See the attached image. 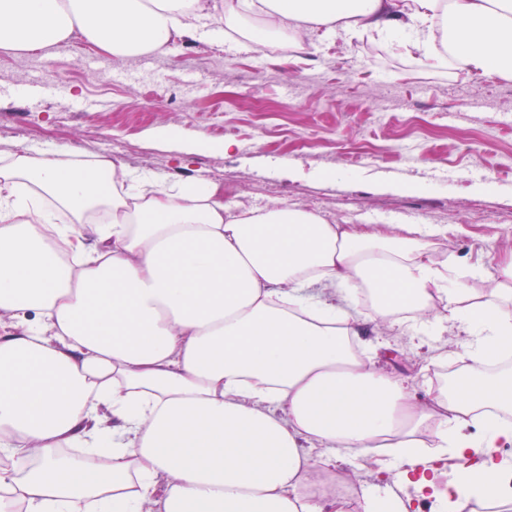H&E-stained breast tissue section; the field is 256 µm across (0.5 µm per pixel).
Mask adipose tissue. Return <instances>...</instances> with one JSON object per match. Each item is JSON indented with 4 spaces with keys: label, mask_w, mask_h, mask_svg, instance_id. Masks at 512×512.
<instances>
[{
    "label": "adipose tissue",
    "mask_w": 512,
    "mask_h": 512,
    "mask_svg": "<svg viewBox=\"0 0 512 512\" xmlns=\"http://www.w3.org/2000/svg\"><path fill=\"white\" fill-rule=\"evenodd\" d=\"M253 50L316 30L370 31L438 63L512 77V0H254ZM239 0H0V48L81 32L117 57L204 35ZM64 223H57V216ZM446 228L370 233L275 204L225 206L204 180L163 186L106 158L19 156L0 167V512H348L311 486L331 459L380 458L417 492L512 502V253L481 302L436 261ZM400 310L457 321L474 365L422 410L356 361L360 321Z\"/></svg>",
    "instance_id": "ef3b65f1"
}]
</instances>
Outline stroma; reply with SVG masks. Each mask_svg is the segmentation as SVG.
Returning <instances> with one entry per match:
<instances>
[{"label":"stroma","instance_id":"stroma-1","mask_svg":"<svg viewBox=\"0 0 512 512\" xmlns=\"http://www.w3.org/2000/svg\"><path fill=\"white\" fill-rule=\"evenodd\" d=\"M215 30L168 60L103 52L89 68L62 42L39 61L0 49V160L62 150L165 183L205 179L233 208L285 203L329 224L444 226L436 245L480 301L484 274L512 250V78L435 66L374 34L314 32L301 52L275 38L258 53L230 25ZM36 75L48 95L15 97ZM468 339L459 323L425 327L402 312L361 321L354 341L423 408L447 385L445 368L470 370ZM336 467L358 491L440 512L376 460Z\"/></svg>","mask_w":512,"mask_h":512}]
</instances>
